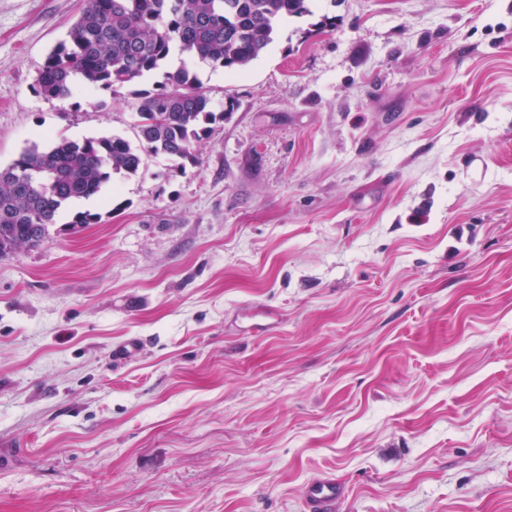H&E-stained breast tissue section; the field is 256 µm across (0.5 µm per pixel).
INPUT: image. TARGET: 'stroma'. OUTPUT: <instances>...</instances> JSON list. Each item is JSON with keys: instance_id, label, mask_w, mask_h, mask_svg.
Wrapping results in <instances>:
<instances>
[{"instance_id": "1", "label": "stroma", "mask_w": 512, "mask_h": 512, "mask_svg": "<svg viewBox=\"0 0 512 512\" xmlns=\"http://www.w3.org/2000/svg\"><path fill=\"white\" fill-rule=\"evenodd\" d=\"M82 4L0 0L1 167L136 141L184 64L226 116L0 258V512H512V0H313L245 70L45 99ZM344 496V486L333 478L312 484L306 492L308 512H335Z\"/></svg>"}]
</instances>
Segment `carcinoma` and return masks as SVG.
Listing matches in <instances>:
<instances>
[{
  "instance_id": "1",
  "label": "carcinoma",
  "mask_w": 512,
  "mask_h": 512,
  "mask_svg": "<svg viewBox=\"0 0 512 512\" xmlns=\"http://www.w3.org/2000/svg\"><path fill=\"white\" fill-rule=\"evenodd\" d=\"M311 0H85L68 33L47 55L35 90L67 99L83 83L109 90L160 69L172 49L234 72L263 55L280 23L312 13ZM138 145L114 135L60 137L0 167V257L37 247L74 199L98 195L115 174L136 175L146 156L177 167L199 164L196 144L224 119L198 78L181 68L153 91L134 94Z\"/></svg>"
}]
</instances>
